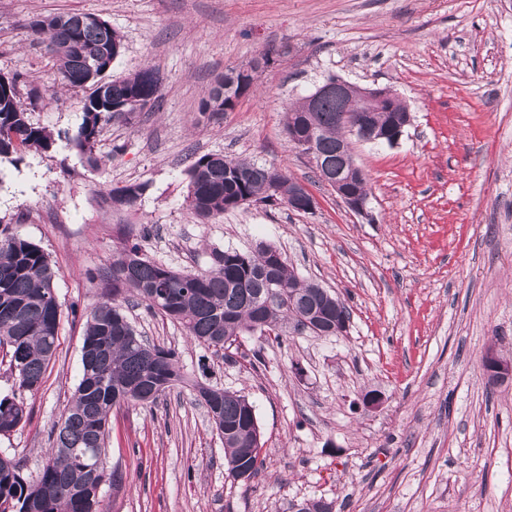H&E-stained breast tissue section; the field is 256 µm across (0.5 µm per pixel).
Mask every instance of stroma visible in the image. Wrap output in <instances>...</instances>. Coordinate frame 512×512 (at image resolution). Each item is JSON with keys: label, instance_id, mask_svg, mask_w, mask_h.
Masks as SVG:
<instances>
[{"label": "stroma", "instance_id": "obj_1", "mask_svg": "<svg viewBox=\"0 0 512 512\" xmlns=\"http://www.w3.org/2000/svg\"><path fill=\"white\" fill-rule=\"evenodd\" d=\"M93 14L122 38L112 75L150 66L162 99L104 125L97 166L70 138L83 88L58 84L29 21ZM258 88L210 121L199 106L215 77L265 50ZM0 75L45 153L0 163V222L48 254L62 305L59 346L28 421L0 453L36 475L81 373L82 330L99 271L129 245L182 271L213 251L265 242L299 279L345 300L343 336H248L233 358L191 343L146 304L125 312L175 351L188 378L253 401L262 472L234 480L206 409L177 387L109 417L102 512H512V382L489 383L487 350L512 359V0H0ZM392 88L411 122L398 144L353 142L368 177L365 213L350 210L284 132L286 110L327 76ZM222 153L285 170L311 212L249 203L202 220L186 170ZM142 183L135 208L109 190Z\"/></svg>", "mask_w": 512, "mask_h": 512}]
</instances>
